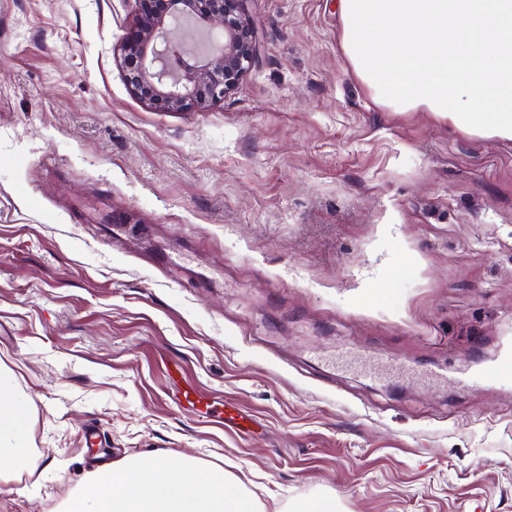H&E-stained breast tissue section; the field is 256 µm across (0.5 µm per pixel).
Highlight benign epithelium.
<instances>
[{
  "label": "benign epithelium",
  "instance_id": "1",
  "mask_svg": "<svg viewBox=\"0 0 512 512\" xmlns=\"http://www.w3.org/2000/svg\"><path fill=\"white\" fill-rule=\"evenodd\" d=\"M247 0H139V15L122 39L123 63L135 96L155 108L197 111L230 93L258 53ZM190 22L204 36L224 31L213 53L169 54V35Z\"/></svg>",
  "mask_w": 512,
  "mask_h": 512
}]
</instances>
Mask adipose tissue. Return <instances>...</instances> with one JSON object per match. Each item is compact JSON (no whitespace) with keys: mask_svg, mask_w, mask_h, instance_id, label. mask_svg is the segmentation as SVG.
<instances>
[{"mask_svg":"<svg viewBox=\"0 0 512 512\" xmlns=\"http://www.w3.org/2000/svg\"><path fill=\"white\" fill-rule=\"evenodd\" d=\"M344 53L375 101L512 140V0H337ZM28 409L0 372V468L25 459ZM63 512H255L223 468L144 452L90 475Z\"/></svg>","mask_w":512,"mask_h":512,"instance_id":"1","label":"adipose tissue"}]
</instances>
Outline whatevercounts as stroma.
<instances>
[{"instance_id": "1", "label": "stroma", "mask_w": 512, "mask_h": 512, "mask_svg": "<svg viewBox=\"0 0 512 512\" xmlns=\"http://www.w3.org/2000/svg\"><path fill=\"white\" fill-rule=\"evenodd\" d=\"M336 2L248 0L255 60L182 112L128 84L138 0H0V370L30 414L0 512L156 450L260 512H512V391L455 385L512 347V141L377 104ZM343 344L445 380L329 373ZM172 362L228 418L176 406Z\"/></svg>"}]
</instances>
